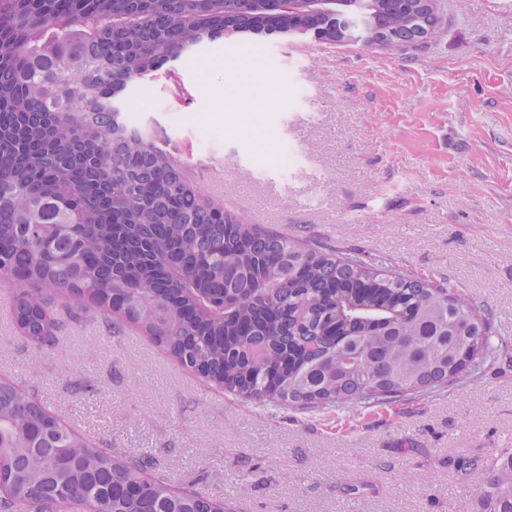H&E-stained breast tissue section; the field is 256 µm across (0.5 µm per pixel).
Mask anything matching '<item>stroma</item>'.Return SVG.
Wrapping results in <instances>:
<instances>
[{
  "label": "stroma",
  "instance_id": "1",
  "mask_svg": "<svg viewBox=\"0 0 512 512\" xmlns=\"http://www.w3.org/2000/svg\"><path fill=\"white\" fill-rule=\"evenodd\" d=\"M438 8L443 27L410 52L218 41L131 88L128 119L247 223L444 282L512 346V0ZM10 304L0 287V376L236 512H482L458 461L512 449V349L476 380L392 405L294 411L211 386L83 304L35 346Z\"/></svg>",
  "mask_w": 512,
  "mask_h": 512
}]
</instances>
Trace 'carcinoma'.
<instances>
[{
	"label": "carcinoma",
	"mask_w": 512,
	"mask_h": 512,
	"mask_svg": "<svg viewBox=\"0 0 512 512\" xmlns=\"http://www.w3.org/2000/svg\"><path fill=\"white\" fill-rule=\"evenodd\" d=\"M435 0H342L288 15L277 0H0V285L39 347L59 299L133 324L245 401L293 410L402 400L476 379L506 350L484 309L417 275L247 224L189 185L172 155L113 130L104 103L226 34L417 47ZM51 204L73 217L44 224ZM486 512H512V452L461 462ZM0 512H230L176 488L146 455L76 433L0 378Z\"/></svg>",
	"instance_id": "1"
}]
</instances>
